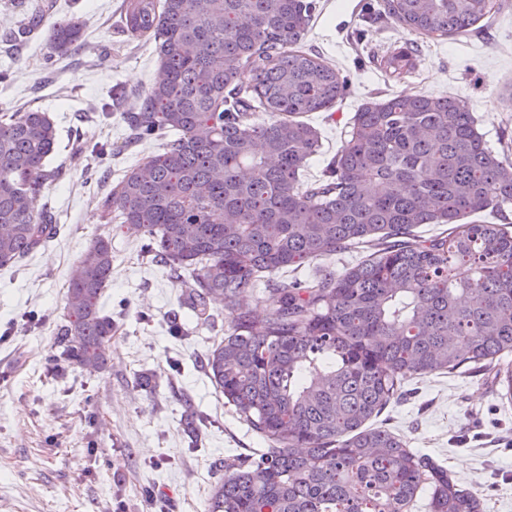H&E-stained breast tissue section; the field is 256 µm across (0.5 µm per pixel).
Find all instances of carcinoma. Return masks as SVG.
Segmentation results:
<instances>
[{
    "label": "carcinoma",
    "mask_w": 512,
    "mask_h": 512,
    "mask_svg": "<svg viewBox=\"0 0 512 512\" xmlns=\"http://www.w3.org/2000/svg\"><path fill=\"white\" fill-rule=\"evenodd\" d=\"M501 8L496 0H379L378 12L415 35L465 34ZM315 0H124L123 34L152 43L156 78L121 83L109 111L130 131L124 147L159 150L97 200L106 224L147 237L155 261L183 287L182 311L200 323L224 302L227 334L199 358L239 419L269 443L256 457L224 459L205 512H482L474 492L433 458L383 427H369L415 376L491 373L512 400V161L489 149L467 101L396 93L361 105L321 175L303 181L322 147L303 117L347 95L336 66L300 49ZM48 26L49 54L82 43L75 16L31 5L22 32ZM414 47L381 57L399 81ZM56 129L45 112L17 109L0 122V268L56 235L35 209L66 175L47 160ZM100 165L112 149L76 147ZM489 211L499 224L470 221ZM422 224L445 230L425 238ZM366 255L342 272L273 275L351 249ZM112 239L93 240L73 268L53 360L107 368L112 316L100 306L112 278ZM265 283L275 311L253 316L247 290ZM184 430L200 417L183 399Z\"/></svg>",
    "instance_id": "1"
}]
</instances>
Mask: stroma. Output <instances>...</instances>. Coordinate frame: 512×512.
<instances>
[{
  "label": "stroma",
  "instance_id": "1",
  "mask_svg": "<svg viewBox=\"0 0 512 512\" xmlns=\"http://www.w3.org/2000/svg\"><path fill=\"white\" fill-rule=\"evenodd\" d=\"M308 51L336 65L349 82L329 112L307 117L321 135L305 179H314L335 154L357 106L393 92L456 95L469 101L487 146L512 133V0L485 27L454 38L421 37L381 19L364 23L374 0H315ZM58 15L77 14L86 25L81 49L48 59L45 31L0 43V113L31 107L57 129L50 166L68 165L76 143L118 147L109 168L89 178L70 168L37 201L58 216L59 231L16 267L0 270V512H204L220 477V459L265 446L241 422L198 358L227 327L223 305L213 319L190 321V333L169 336L166 316L182 287L151 262L142 233L102 223L96 199L123 172L158 150L147 140L124 148L123 123L99 116L115 83L147 89L157 71L153 46H132L119 24L122 0H54ZM414 43L417 70L387 81L373 58L396 43ZM112 239V279L101 305L116 325L103 372L52 375L54 332L65 307L70 273L90 240ZM155 375L147 392L135 375ZM204 416L198 444L180 422L181 396ZM98 418L97 427L87 423ZM401 435L409 448L433 457L477 493L483 512H512V402L483 375L418 376L375 420Z\"/></svg>",
  "mask_w": 512,
  "mask_h": 512
}]
</instances>
